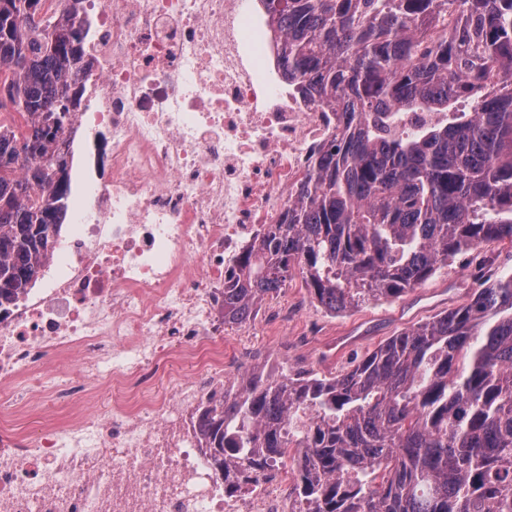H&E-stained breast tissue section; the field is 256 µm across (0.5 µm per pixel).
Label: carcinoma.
<instances>
[{
  "label": "carcinoma",
  "instance_id": "cac0c4a2",
  "mask_svg": "<svg viewBox=\"0 0 512 512\" xmlns=\"http://www.w3.org/2000/svg\"><path fill=\"white\" fill-rule=\"evenodd\" d=\"M0 299L38 278L66 220L83 70L75 0H0ZM283 77L343 127L297 200L224 283V324L296 272L330 312L419 287L456 255L512 243V0H284ZM465 100L469 111L456 108ZM403 112L442 118L397 136ZM224 493L289 465L301 512H512V270L332 378L253 372L203 412Z\"/></svg>",
  "mask_w": 512,
  "mask_h": 512
}]
</instances>
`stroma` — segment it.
<instances>
[{
  "mask_svg": "<svg viewBox=\"0 0 512 512\" xmlns=\"http://www.w3.org/2000/svg\"><path fill=\"white\" fill-rule=\"evenodd\" d=\"M470 260V254L458 255L423 285L399 298L342 313L327 311L319 305L301 276H293L287 287L262 301L261 312L255 313L247 323L226 327L224 362L234 364L240 345L245 343L274 350L286 342L293 351L290 360L274 359L270 366L264 367V374L274 377L285 371H311L327 377L338 374L395 332L435 316L437 310L431 305L430 291L452 288L456 291L454 304L465 302L480 286L475 273L468 270ZM278 304L298 305L302 312L280 326L266 325L263 310Z\"/></svg>",
  "mask_w": 512,
  "mask_h": 512,
  "instance_id": "35a3bbf8",
  "label": "stroma"
}]
</instances>
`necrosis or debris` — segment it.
I'll return each mask as SVG.
<instances>
[{
	"instance_id": "1",
	"label": "necrosis or debris",
	"mask_w": 512,
	"mask_h": 512,
	"mask_svg": "<svg viewBox=\"0 0 512 512\" xmlns=\"http://www.w3.org/2000/svg\"><path fill=\"white\" fill-rule=\"evenodd\" d=\"M82 7L67 233L0 306V512H295L276 468L226 497L196 422L232 382L224 282L337 116L282 77L266 0ZM66 408L26 432V410Z\"/></svg>"
}]
</instances>
